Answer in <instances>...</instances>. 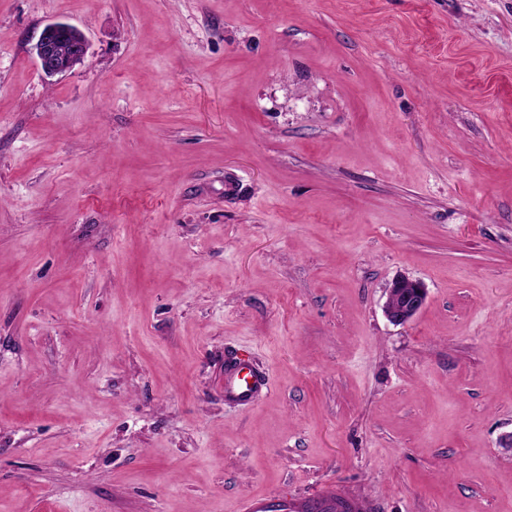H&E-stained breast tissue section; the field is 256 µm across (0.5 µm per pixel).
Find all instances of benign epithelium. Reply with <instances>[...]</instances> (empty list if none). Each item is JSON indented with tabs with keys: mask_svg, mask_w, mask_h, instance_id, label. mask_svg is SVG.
Listing matches in <instances>:
<instances>
[{
	"mask_svg": "<svg viewBox=\"0 0 512 512\" xmlns=\"http://www.w3.org/2000/svg\"><path fill=\"white\" fill-rule=\"evenodd\" d=\"M88 50V41L78 28L64 21H55L45 25L33 47V54L41 73L54 77L82 63ZM386 293L384 315L395 325L413 320L427 299L424 285L408 277L393 280Z\"/></svg>",
	"mask_w": 512,
	"mask_h": 512,
	"instance_id": "1",
	"label": "benign epithelium"
}]
</instances>
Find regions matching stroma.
I'll use <instances>...</instances> for the list:
<instances>
[{
	"label": "stroma",
	"mask_w": 512,
	"mask_h": 512,
	"mask_svg": "<svg viewBox=\"0 0 512 512\" xmlns=\"http://www.w3.org/2000/svg\"><path fill=\"white\" fill-rule=\"evenodd\" d=\"M510 432L512 0H0V512H512ZM89 50L85 35L75 26L55 21L45 25L33 54L41 73L54 77L82 63ZM387 300L384 305V315L395 325H404L413 320L422 310L427 290L415 279L399 277L391 282L386 289ZM268 371L234 350L224 354V400L239 406H251L271 390ZM366 504L359 498L328 489L316 497L293 496L277 498L259 495L248 499L245 512H366Z\"/></svg>",
	"instance_id": "35a3bbf8"
}]
</instances>
